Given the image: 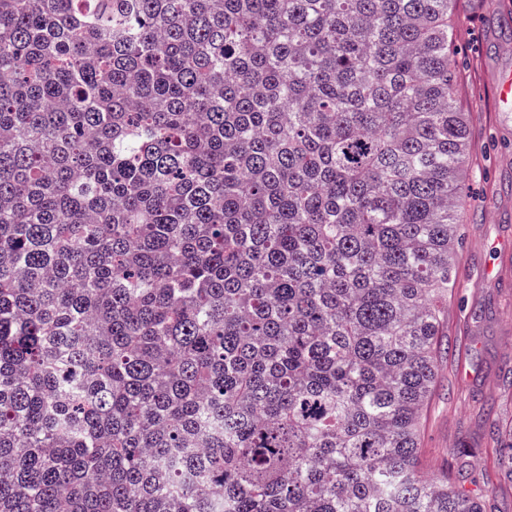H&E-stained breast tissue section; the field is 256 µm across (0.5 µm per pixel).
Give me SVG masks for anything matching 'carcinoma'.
Here are the masks:
<instances>
[{"label":"carcinoma","mask_w":512,"mask_h":512,"mask_svg":"<svg viewBox=\"0 0 512 512\" xmlns=\"http://www.w3.org/2000/svg\"><path fill=\"white\" fill-rule=\"evenodd\" d=\"M457 2L0 0V512H485Z\"/></svg>","instance_id":"cac0c4a2"}]
</instances>
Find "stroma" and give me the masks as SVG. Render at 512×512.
<instances>
[{"label":"stroma","instance_id":"obj_1","mask_svg":"<svg viewBox=\"0 0 512 512\" xmlns=\"http://www.w3.org/2000/svg\"><path fill=\"white\" fill-rule=\"evenodd\" d=\"M469 20L455 40L457 102L469 118L472 200L456 250L448 327L437 376L421 424L424 472L477 481L486 512H512V482L494 467L495 408L512 420V110H501L494 87L512 72V6L503 0H459ZM469 448L466 461L453 451Z\"/></svg>","mask_w":512,"mask_h":512}]
</instances>
